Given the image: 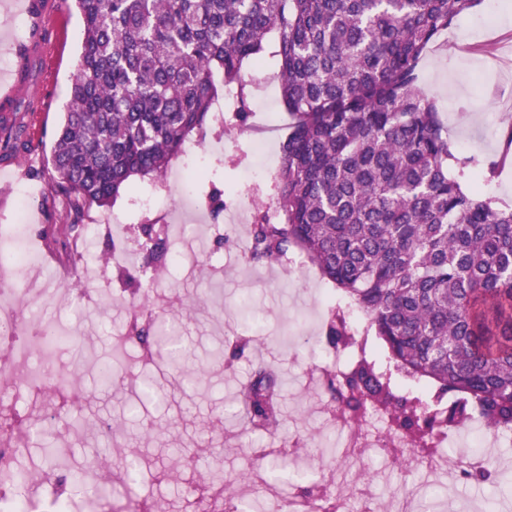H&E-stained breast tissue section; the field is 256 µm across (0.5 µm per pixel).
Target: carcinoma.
Returning a JSON list of instances; mask_svg holds the SVG:
<instances>
[{
    "mask_svg": "<svg viewBox=\"0 0 512 512\" xmlns=\"http://www.w3.org/2000/svg\"><path fill=\"white\" fill-rule=\"evenodd\" d=\"M82 25L78 73L51 153L56 185L76 211L105 207L137 178H161L192 137L213 129L216 81L240 89L275 39L283 106L291 118L271 185L277 221L251 224L249 258L292 248L330 282L335 347L375 336L397 371L453 399L429 408L362 359L327 391L358 426L371 408L413 449L437 454L439 434L477 417L512 431V206L483 197L512 156V119L499 158L459 152L436 103L419 87L430 46L480 0H64ZM141 270L171 257L158 224L139 226ZM144 303L156 287L140 280ZM355 308L362 330L349 325ZM177 316L131 333L178 368ZM279 381L254 372L243 394L252 421H275Z\"/></svg>",
    "mask_w": 512,
    "mask_h": 512,
    "instance_id": "carcinoma-1",
    "label": "carcinoma"
}]
</instances>
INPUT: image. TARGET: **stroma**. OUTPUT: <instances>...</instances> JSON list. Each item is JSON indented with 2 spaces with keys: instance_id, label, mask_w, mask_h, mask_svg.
<instances>
[{
  "instance_id": "stroma-1",
  "label": "stroma",
  "mask_w": 512,
  "mask_h": 512,
  "mask_svg": "<svg viewBox=\"0 0 512 512\" xmlns=\"http://www.w3.org/2000/svg\"><path fill=\"white\" fill-rule=\"evenodd\" d=\"M50 23L59 39L49 62L39 64L33 81L47 85L52 105L39 118L30 111L24 114L34 136L18 169L0 181V197L6 200L0 206V225L17 223L22 209H30L38 217L34 233L45 234L48 244L56 247L68 224H140L142 217L131 211L130 203L135 194L157 188L167 193L170 206L184 223L201 231L211 223L224 228L220 243L186 238L182 248L189 263L169 267L159 283L171 293L174 307L186 312L184 368L203 370L200 383L188 387L175 370L150 366L162 401L145 404L131 416L127 408L136 399L134 375L115 378L105 388L93 373H86L90 395L71 412L73 425L84 434L68 450L77 472V494L99 498L104 512L123 504L132 510L140 497L158 494L170 501L174 512H180L184 486L160 484L154 476L171 458L198 454L211 469L222 471L225 485L246 488L248 498L262 512H275L289 497L302 495L309 482L294 477L300 467H318L330 476L331 491L346 495L345 512H360L361 504L352 492L366 478L378 512H397L401 507L419 512L426 484L445 483L443 473L428 475L418 470L403 476L370 452L351 458L339 450L347 431L335 421L316 357L317 352L331 349L327 324L333 286L314 266L249 260L245 252L250 245L249 225L231 224L225 215L197 208L185 200L182 185L171 178L163 183L139 179L113 205L70 211L66 195L52 180L50 155L69 85L79 68L82 22L76 10L65 9ZM276 70L277 60L271 56L251 67L260 87L250 99L245 131L211 135L204 141L208 156L198 197H205L212 188L230 186L250 201L255 194L252 183L244 181V172L260 169L270 180L278 173L288 114L272 78ZM419 84L434 99L444 125L465 154L480 159L497 154L502 121L512 117V0H482L460 16L425 54ZM271 111L277 115L273 123L265 119ZM109 278L114 299L103 305L101 315H81L71 307L30 301L25 302L24 313L37 322L61 321L80 329L85 346L97 357H106L111 330L134 318L144 324L161 314L151 303L130 309L127 282L115 269ZM267 365L276 368L281 382L279 414L274 426H254L245 420L242 388L255 369ZM107 417L120 421L121 430L109 440L92 436V427ZM268 448L277 449L286 475L243 481V473ZM103 451L109 452L112 469L119 474L125 469L126 455L136 452L141 460L139 482L94 487L81 471ZM488 468L492 480L459 481L447 489L446 512H512V447L493 449Z\"/></svg>"
}]
</instances>
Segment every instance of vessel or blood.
Segmentation results:
<instances>
[{
    "label": "vessel or blood",
    "instance_id": "obj_1",
    "mask_svg": "<svg viewBox=\"0 0 512 512\" xmlns=\"http://www.w3.org/2000/svg\"><path fill=\"white\" fill-rule=\"evenodd\" d=\"M13 6L25 15L27 29L25 36L14 41L11 48L16 60L14 70L0 76V124L4 126L17 122L16 108L22 99H32L38 111L47 106L45 98L30 84L29 67L33 60L44 58L51 45L54 31L49 19L60 13L63 0H13Z\"/></svg>",
    "mask_w": 512,
    "mask_h": 512
}]
</instances>
